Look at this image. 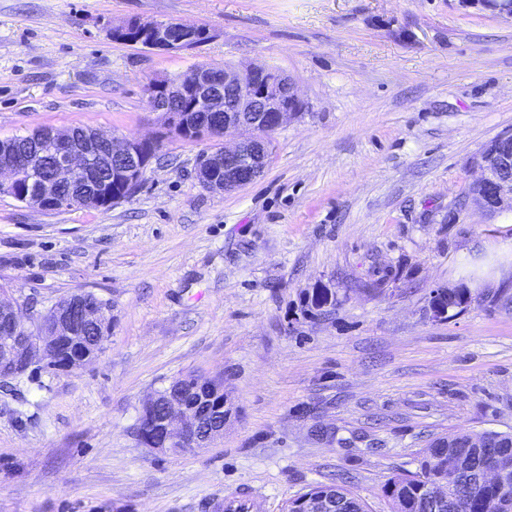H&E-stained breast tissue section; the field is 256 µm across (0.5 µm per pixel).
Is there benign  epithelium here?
<instances>
[{"instance_id": "benign-epithelium-1", "label": "benign epithelium", "mask_w": 512, "mask_h": 512, "mask_svg": "<svg viewBox=\"0 0 512 512\" xmlns=\"http://www.w3.org/2000/svg\"><path fill=\"white\" fill-rule=\"evenodd\" d=\"M473 4L499 15L512 17V0H473ZM112 40L146 50L180 52L198 48L211 39L206 27L176 21H145L130 18L109 30ZM149 108L158 115L167 132L184 139L221 138L230 131L242 133L232 145L204 151L197 158L199 183L223 193L255 181L270 158L267 132L282 127L305 110L294 82L286 75L263 67L242 74L234 68L199 66L179 81L156 78L148 86ZM206 112L209 123L195 118ZM28 149L17 147L12 137L0 138V193L12 195L16 184L27 178L36 186L21 202L44 211L73 204L60 195L63 185L78 189L91 208L108 210L132 197L139 188L156 152L150 140L107 135L93 129L83 136L72 130L40 128L24 136ZM50 145L53 173L46 179L34 175V166ZM480 172L471 184L469 199L488 215L512 214V133L485 144L474 158ZM121 183L124 194L115 195L112 185ZM25 303L0 296V373L17 380L38 368L41 361L55 359L61 338L77 346L68 366L79 367L98 357V347L112 324L110 311L92 303L86 293H74L57 301L45 314L23 315ZM154 393L142 403L138 417L143 446L160 454L205 448L224 435L225 424L212 426L207 419L217 404L229 419L232 409L219 380L195 379L186 392L168 385L166 415L158 419ZM301 512H333L334 500L324 496L300 501Z\"/></svg>"}]
</instances>
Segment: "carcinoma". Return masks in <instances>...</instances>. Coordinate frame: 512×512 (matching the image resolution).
I'll return each instance as SVG.
<instances>
[{"instance_id":"obj_1","label":"carcinoma","mask_w":512,"mask_h":512,"mask_svg":"<svg viewBox=\"0 0 512 512\" xmlns=\"http://www.w3.org/2000/svg\"><path fill=\"white\" fill-rule=\"evenodd\" d=\"M469 297L467 288H440L431 303L452 310L463 307ZM308 303L318 311L333 307L336 293L317 288L308 295ZM434 444L436 447L427 449L418 461L417 471L395 473L381 486V496L388 502L390 512H434L430 507L432 486L440 481L447 486V500L440 512H512V478L497 485L482 480L491 463L512 459L511 432L486 429L464 433L450 444L439 437ZM321 493L336 499V512H369L368 504L346 488L340 476L333 483L311 486L301 497ZM299 498L289 500L288 512L298 510Z\"/></svg>"}]
</instances>
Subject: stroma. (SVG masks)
Segmentation results:
<instances>
[{
    "label": "stroma",
    "instance_id": "stroma-1",
    "mask_svg": "<svg viewBox=\"0 0 512 512\" xmlns=\"http://www.w3.org/2000/svg\"><path fill=\"white\" fill-rule=\"evenodd\" d=\"M129 18L203 25L178 53L112 41ZM266 67L306 109L251 184L203 189L212 141L166 135L152 79ZM90 126L160 145L108 211L0 194V286L37 315L112 304L99 359L0 383V512H261L335 475L380 487L437 437L512 431V215L461 202L512 131V18L463 0H0V138ZM318 287L328 313L308 307ZM438 288L471 298L430 320ZM223 377L236 417L210 447L151 452L145 396ZM330 438L315 435L316 427ZM256 506V494L248 486H242L224 495V511L226 512H251Z\"/></svg>",
    "mask_w": 512,
    "mask_h": 512
}]
</instances>
